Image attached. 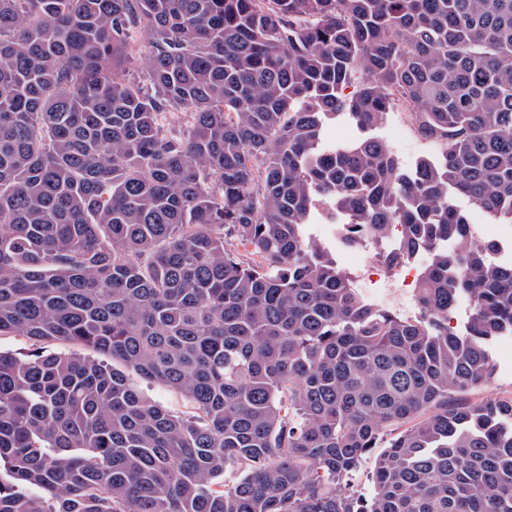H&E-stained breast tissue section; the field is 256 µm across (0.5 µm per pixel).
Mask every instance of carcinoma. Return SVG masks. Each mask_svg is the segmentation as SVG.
<instances>
[{
    "label": "carcinoma",
    "mask_w": 512,
    "mask_h": 512,
    "mask_svg": "<svg viewBox=\"0 0 512 512\" xmlns=\"http://www.w3.org/2000/svg\"><path fill=\"white\" fill-rule=\"evenodd\" d=\"M396 106L439 158L323 146ZM457 195L512 224V0H0V337L86 350L0 351V512H512V399L466 398L512 266ZM318 204L429 254L418 317L305 238ZM363 134L346 117L336 119V123H330L325 129V138L330 145H343L354 141ZM132 384L142 391L146 396L160 403L175 414H183L188 411V404L178 393L158 383H149L142 380L138 375L129 373ZM384 448H376L374 453L366 458L358 471L353 475L351 485L361 497H369L373 491L372 470L374 461L379 452Z\"/></svg>",
    "instance_id": "cac0c4a2"
}]
</instances>
